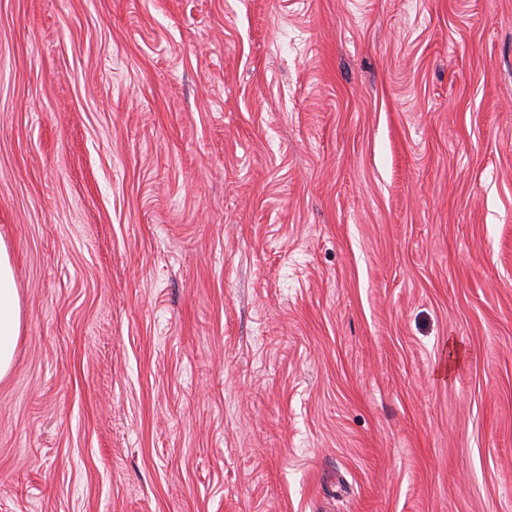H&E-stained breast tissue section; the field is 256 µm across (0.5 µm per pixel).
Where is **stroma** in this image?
<instances>
[{"mask_svg": "<svg viewBox=\"0 0 512 512\" xmlns=\"http://www.w3.org/2000/svg\"><path fill=\"white\" fill-rule=\"evenodd\" d=\"M0 512H512V0H0ZM20 309L8 247L0 239V378L10 370L19 336Z\"/></svg>", "mask_w": 512, "mask_h": 512, "instance_id": "1", "label": "stroma"}]
</instances>
